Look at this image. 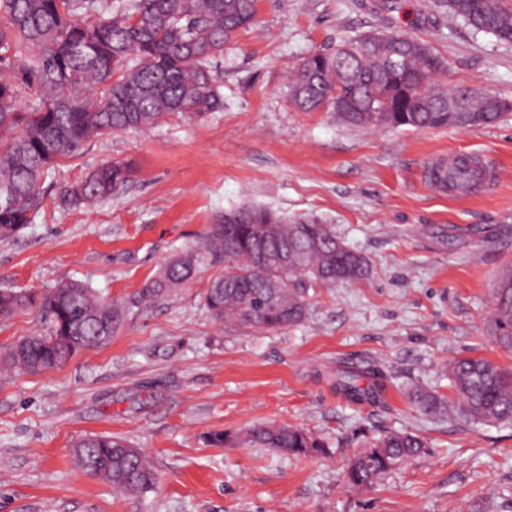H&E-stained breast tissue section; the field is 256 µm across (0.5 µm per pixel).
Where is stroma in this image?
<instances>
[{"instance_id":"35a3bbf8","label":"stroma","mask_w":512,"mask_h":512,"mask_svg":"<svg viewBox=\"0 0 512 512\" xmlns=\"http://www.w3.org/2000/svg\"><path fill=\"white\" fill-rule=\"evenodd\" d=\"M258 0L257 22L220 58L224 107L92 140L44 175L31 224L0 240V288L40 292L79 280L135 295L194 249L216 214L243 205L333 224L369 274L306 288L307 313L279 329L215 321L203 297L220 263L134 310L105 344L38 374L0 373V512H512V423L425 414L419 388L457 394L450 361L512 352L489 334L494 286L512 267V110L466 129L353 127L303 112L288 84L303 60L385 25L430 44L441 80L512 102V45L441 15L433 0ZM480 155L496 172L460 195L434 192L436 156ZM130 161L112 197L64 209L54 189L106 161ZM381 370L384 405L350 402L338 370ZM291 425L324 452L284 455L235 436ZM232 435L210 444L211 433ZM423 452L374 485H347L349 461L388 432ZM122 436L158 475L140 495L83 472L75 443Z\"/></svg>"}]
</instances>
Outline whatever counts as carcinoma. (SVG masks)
Returning a JSON list of instances; mask_svg holds the SVG:
<instances>
[{
    "instance_id": "carcinoma-1",
    "label": "carcinoma",
    "mask_w": 512,
    "mask_h": 512,
    "mask_svg": "<svg viewBox=\"0 0 512 512\" xmlns=\"http://www.w3.org/2000/svg\"><path fill=\"white\" fill-rule=\"evenodd\" d=\"M256 0H0V238L14 236L41 207L42 176L94 137L143 131L175 114L202 117L224 106L217 60L237 32L256 21ZM435 10L473 32L512 44V0H433ZM446 60L428 43L389 27L365 31L332 53L307 57L288 87L304 112L331 110L357 127L417 130L491 124L512 104L487 92L436 86ZM133 163L103 162L64 186L60 205L76 208L109 198ZM457 192L480 178L472 161L433 172ZM224 263L204 302L212 317L254 328H280L306 315L307 284L351 283L369 272L331 224L243 206L215 217L202 246L170 261L126 302L66 281L43 293L0 289V319L35 309L44 334L15 343L0 365L40 373L84 349L103 345L129 311L190 281L205 261ZM490 333L512 350V270L498 279ZM457 412L486 425L512 422V373L486 358L449 365ZM366 379L361 386L358 381ZM387 376L341 371L336 391L359 403H383ZM419 409L436 414L445 402L420 391ZM284 455L321 453L325 442L292 426L259 427L236 437ZM424 442L388 434L356 456L347 483L367 488L418 456ZM78 466L120 490L139 494L157 480L144 452L122 437L96 435L75 444Z\"/></svg>"
}]
</instances>
